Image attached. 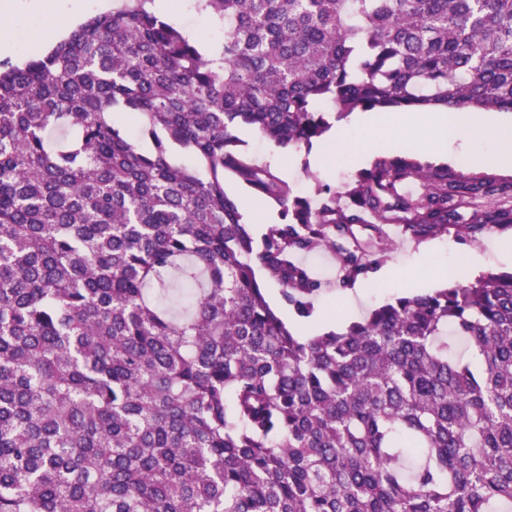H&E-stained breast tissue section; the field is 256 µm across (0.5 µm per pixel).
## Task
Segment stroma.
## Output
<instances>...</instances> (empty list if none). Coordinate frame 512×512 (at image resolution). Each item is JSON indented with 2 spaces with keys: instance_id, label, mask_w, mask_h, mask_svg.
<instances>
[{
  "instance_id": "stroma-1",
  "label": "stroma",
  "mask_w": 512,
  "mask_h": 512,
  "mask_svg": "<svg viewBox=\"0 0 512 512\" xmlns=\"http://www.w3.org/2000/svg\"><path fill=\"white\" fill-rule=\"evenodd\" d=\"M174 10L176 24L186 35L196 36L200 45H214L224 37L222 29L212 25L209 18L198 14L189 5L188 0H168ZM344 141L345 147L337 158L325 166L313 167L308 159V148L283 149L261 140L246 128L240 129L239 136L244 149L258 163L270 165L282 178L290 182L297 194L312 197L316 183L328 184L343 192L353 185L357 174L371 168V161L362 159L360 151L370 140L372 131L369 127L352 122L350 118H336L331 122ZM459 159L453 163L454 171L463 174L475 172L503 179L495 158L501 151L498 128L494 123H487L484 134L476 150L483 156L479 165H472L467 157L469 147L456 143ZM394 244L384 258L385 264L398 268L402 276L395 282H377L373 277H366L361 298L356 306H349L345 301V290L339 285L340 269L336 257L328 251H316L302 254L301 260L309 266L322 281L323 288L314 298V314L304 319H296L292 310L281 302V290L274 282H266V297L272 307L277 308L282 318L303 336H313L330 329H345L351 322L359 320L369 310L393 301L403 293L413 291L429 293L446 287L443 279L429 277L428 271L433 267L451 264L456 259H467L469 251L483 250V239H471L467 236H440L432 241L431 251H422V243L409 237L400 229H393Z\"/></svg>"
}]
</instances>
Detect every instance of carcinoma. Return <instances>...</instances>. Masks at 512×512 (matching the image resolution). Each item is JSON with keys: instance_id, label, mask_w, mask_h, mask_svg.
Segmentation results:
<instances>
[{"instance_id": "cac0c4a2", "label": "carcinoma", "mask_w": 512, "mask_h": 512, "mask_svg": "<svg viewBox=\"0 0 512 512\" xmlns=\"http://www.w3.org/2000/svg\"><path fill=\"white\" fill-rule=\"evenodd\" d=\"M155 2L0 62V512H512V273L309 337L256 274L307 317L322 283L299 254L330 249L347 287L387 225L512 227L492 204L512 181L383 156L314 204L237 135L512 112V0H193L216 57ZM226 180L281 222L256 239Z\"/></svg>"}]
</instances>
